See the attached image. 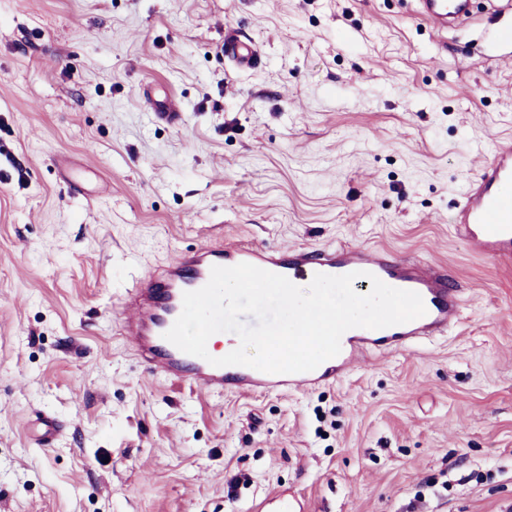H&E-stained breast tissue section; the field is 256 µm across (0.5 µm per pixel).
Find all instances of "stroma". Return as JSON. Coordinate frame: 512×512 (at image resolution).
Here are the masks:
<instances>
[{"label": "stroma", "instance_id": "1", "mask_svg": "<svg viewBox=\"0 0 512 512\" xmlns=\"http://www.w3.org/2000/svg\"><path fill=\"white\" fill-rule=\"evenodd\" d=\"M490 7L0 0V512H512V264L452 228L512 139ZM225 240L441 265L461 322L286 395L147 372L126 289ZM418 18L436 30L447 29L448 25L465 16L468 10L467 0H416ZM224 55L241 66L251 67L255 61L256 50L251 43L242 41L235 30L227 29L224 33Z\"/></svg>", "mask_w": 512, "mask_h": 512}]
</instances>
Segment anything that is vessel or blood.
<instances>
[{"label":"vessel or blood","mask_w":512,"mask_h":512,"mask_svg":"<svg viewBox=\"0 0 512 512\" xmlns=\"http://www.w3.org/2000/svg\"><path fill=\"white\" fill-rule=\"evenodd\" d=\"M418 17L443 30L465 16L468 0H416ZM224 53L237 64L252 66L256 50L235 30L224 33ZM454 230L478 255L494 263L512 261V141L499 142L493 157L470 182L453 219ZM248 263L287 277L290 281L313 279L316 274L357 273L355 288L370 287L371 277L387 285L418 293L425 315L405 324L383 329L353 328L341 337L339 354L316 369L292 374H272L246 366H215L184 353L165 334L182 311L183 295L203 287L213 266ZM131 313L122 333L132 342L148 370H158L200 390L223 392H292L309 390L352 373L368 354L402 349L448 332L460 321L458 287L440 266L402 259L390 250L364 246H336L282 250L257 245L206 246L180 255L157 272L140 278L127 296Z\"/></svg>","instance_id":"b4317fda"}]
</instances>
